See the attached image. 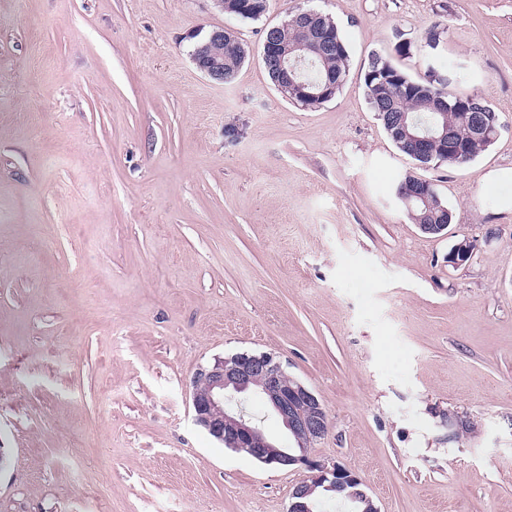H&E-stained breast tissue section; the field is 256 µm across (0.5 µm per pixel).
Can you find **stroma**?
Returning <instances> with one entry per match:
<instances>
[{
  "label": "stroma",
  "instance_id": "obj_1",
  "mask_svg": "<svg viewBox=\"0 0 512 512\" xmlns=\"http://www.w3.org/2000/svg\"><path fill=\"white\" fill-rule=\"evenodd\" d=\"M300 7L349 53L313 109L262 62ZM218 27L249 50L229 84L191 59ZM375 54L482 96L494 144L418 169L365 98ZM505 166L512 0H269L257 21L213 0H0V512H288L305 469L193 421L196 370L240 352L317 395L311 456L378 512H512V213L482 190ZM410 173L444 232L410 220ZM464 239L472 259L449 263Z\"/></svg>",
  "mask_w": 512,
  "mask_h": 512
}]
</instances>
